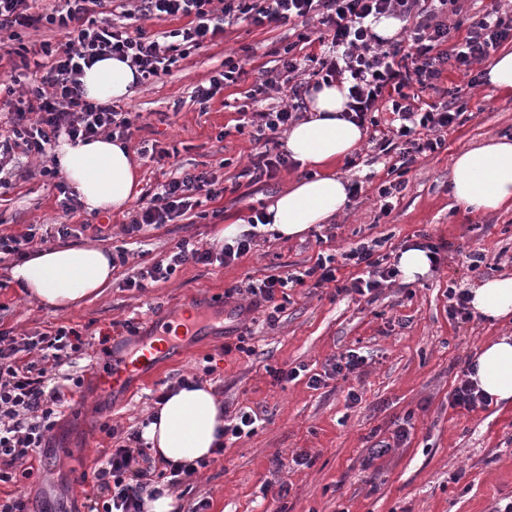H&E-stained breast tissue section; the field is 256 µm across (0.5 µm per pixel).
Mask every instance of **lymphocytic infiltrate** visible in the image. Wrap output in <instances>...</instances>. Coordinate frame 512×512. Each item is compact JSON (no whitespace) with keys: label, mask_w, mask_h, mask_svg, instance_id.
Segmentation results:
<instances>
[{"label":"lymphocytic infiltrate","mask_w":512,"mask_h":512,"mask_svg":"<svg viewBox=\"0 0 512 512\" xmlns=\"http://www.w3.org/2000/svg\"><path fill=\"white\" fill-rule=\"evenodd\" d=\"M34 0H0V31L48 28L64 33V42L40 44L43 61L30 63L26 47L15 48L20 73L0 81V106L10 116L7 135H0V189L11 179L3 171L16 153L49 156L60 138L71 142L100 135L128 138V113L115 105L85 99L80 81L85 68L108 56L130 62L138 81L168 74L183 47L201 49L222 35L227 25L247 21L256 26L287 24L298 18L317 20L324 45L320 52L298 54L295 45L284 50L280 78L253 86L249 99L268 98L270 91L287 90L290 102L282 108L253 113L251 123L263 134L262 151L246 170L251 182L273 180L290 159L276 139L286 131L303 104L310 85L332 79L349 80L352 120L373 127L372 150L396 153L394 170H406L417 158L445 145V135L461 115L471 89L486 74L480 66L506 42H512V15L502 0L466 16L460 0H131L122 15L111 19L112 0H52L51 7L35 10ZM188 18L187 27L169 31L167 40L144 29H128L130 19ZM393 17L403 23L397 39L375 35L370 22ZM462 74V82L443 86L445 73ZM390 113L388 126L377 115ZM217 180L206 171L179 169L177 176L146 191L124 233L133 234L153 224H166L218 197ZM254 232L242 234L235 245L220 250L180 243L167 261L156 262L127 279L130 288L145 281L168 279L188 263L229 265L247 255ZM365 266L367 277L336 284V260ZM394 264L363 242L342 255L317 256L303 273H274L250 284L257 305L266 307L268 321H276L279 300L289 286L312 282L320 288L335 283L337 294L372 293L396 278ZM82 333L58 326L35 339L17 340L0 331V484H17L33 474L32 460L48 447L57 415L67 407L64 393L53 384V371L69 353L81 351ZM196 466L177 464L155 471L141 431L129 432L95 466L86 512H144L143 495L153 477L179 487L196 474Z\"/></svg>","instance_id":"1"}]
</instances>
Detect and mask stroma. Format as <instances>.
<instances>
[{
  "label": "stroma",
  "mask_w": 512,
  "mask_h": 512,
  "mask_svg": "<svg viewBox=\"0 0 512 512\" xmlns=\"http://www.w3.org/2000/svg\"><path fill=\"white\" fill-rule=\"evenodd\" d=\"M318 35L313 20L230 25L207 48L174 64L169 75L137 85L132 96L120 100L135 116L130 150L147 141L170 153L157 163L138 159L141 190L164 183L180 166L211 172L222 192L201 211L132 237L122 230L130 214L90 215L81 209L74 221L90 223V230L61 238L56 178L42 175L44 163L37 156L20 153L13 159V185L0 195V233L32 226L56 245L95 244L126 257L104 295L65 313L25 296L10 277L15 257L0 260V330L21 339L70 325L79 327L85 341L57 370L58 384L72 394L71 406L49 447L33 461L24 487L31 512H75L89 490L92 469L113 445L105 425L140 428L163 389L209 365L215 372L206 382L228 413L250 409L259 420L252 435L228 445L190 483L176 488L182 512L202 500L205 512H503L512 503V406L469 411L450 400L468 361L491 338L512 332V320L491 324L476 317L463 324L448 317L449 289L512 272V209L468 213L456 207L448 189L452 159L461 148L493 135L512 137V93L475 88L445 147L401 174L404 188L390 210H382L374 183L386 179L394 158L364 145L352 165L336 164L338 173L364 188L332 223L313 225L296 239L258 237L250 253L228 266L187 264L145 289L125 285L126 278L167 258L182 241L211 248L219 228L247 218L301 176L292 165L266 183L242 178L257 143L254 128L240 125L239 117L255 111L244 93L278 69L283 49ZM228 57L242 65L243 75L200 107L192 99L195 86L220 72ZM419 239L440 246L441 262L413 283L388 282L366 296L337 294L331 283L316 290L298 286L289 289L272 323L252 307L251 296L224 297L226 288L262 278L270 266L296 273L318 254L337 255L371 240L380 242L381 253L394 256ZM474 251L486 256L476 270L465 259ZM190 304L226 316L204 337L163 357L149 377L105 389L113 358L150 340ZM126 319L135 321L137 335L120 328ZM240 341L250 354L225 352V345ZM351 350L364 357L359 370L310 386V375L329 370ZM295 367L296 379H279V371ZM77 378L83 381L78 388ZM401 426L407 434L399 440L395 432ZM384 442L391 451L370 459V449ZM303 452L310 453L311 463L295 465L294 457ZM269 482L284 485L283 494L263 495Z\"/></svg>",
  "instance_id": "obj_1"
}]
</instances>
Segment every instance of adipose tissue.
Returning a JSON list of instances; mask_svg holds the SVG:
<instances>
[{
	"label": "adipose tissue",
	"mask_w": 512,
	"mask_h": 512,
	"mask_svg": "<svg viewBox=\"0 0 512 512\" xmlns=\"http://www.w3.org/2000/svg\"><path fill=\"white\" fill-rule=\"evenodd\" d=\"M87 99L108 102L129 97L137 83L127 63L115 58L96 62L82 78ZM307 114L285 137L291 159L307 175L270 197L258 232L294 238L313 225L325 224L349 204V183L332 172L339 159L353 155L366 131L347 118V84L310 86ZM56 159L71 190L87 213L119 212L140 193V179L128 148L101 136L86 142H62ZM449 189L464 211L477 213L512 207V138L489 137L454 157ZM112 253L93 244L58 245L33 252L12 267V280L53 312L99 298L112 283ZM475 315L489 320L512 317V274L484 280L469 291ZM472 376L489 402L512 404V336L485 343L477 352ZM143 430L159 463L192 464L210 457L224 406L210 385L176 386L154 411Z\"/></svg>",
	"instance_id": "1"
}]
</instances>
